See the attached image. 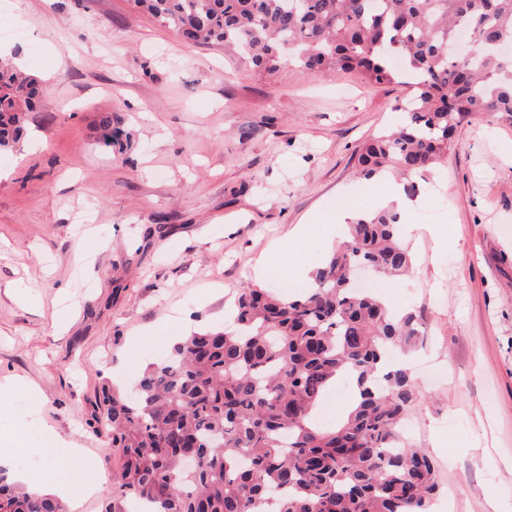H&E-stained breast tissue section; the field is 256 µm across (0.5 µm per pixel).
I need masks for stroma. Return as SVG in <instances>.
<instances>
[{
  "mask_svg": "<svg viewBox=\"0 0 512 512\" xmlns=\"http://www.w3.org/2000/svg\"><path fill=\"white\" fill-rule=\"evenodd\" d=\"M0 47L48 82L25 115L33 139L0 154V448L21 428L35 448L86 449L94 469L75 465L70 483L106 479L82 510L102 512L121 460L91 425L100 383L134 391L242 289L309 287L338 242L328 211L383 208L388 179L359 175L357 156L402 123L413 89L261 74L131 0H0ZM104 112L125 118L123 154L96 143ZM417 185L410 223L450 245L407 235L415 266L379 293L416 316L414 440L437 465L434 509L512 512V120L469 116ZM429 360L446 376L426 377Z\"/></svg>",
  "mask_w": 512,
  "mask_h": 512,
  "instance_id": "35a3bbf8",
  "label": "stroma"
}]
</instances>
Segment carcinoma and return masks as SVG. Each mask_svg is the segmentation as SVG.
<instances>
[{
    "label": "carcinoma",
    "instance_id": "obj_1",
    "mask_svg": "<svg viewBox=\"0 0 512 512\" xmlns=\"http://www.w3.org/2000/svg\"><path fill=\"white\" fill-rule=\"evenodd\" d=\"M193 44L231 47L260 72L356 69L377 83L412 80L406 123L373 140L361 173L431 171L471 115L512 117V0H133ZM473 36L468 61L448 45ZM45 92L0 57V152L15 149L23 113ZM105 112L98 144L130 141ZM399 276L412 266L398 213L347 226L344 240L299 295L249 288L231 308L235 329L193 331L152 363L127 399L109 382L95 395L97 433L122 465L102 512H429L439 487L432 458L400 435L417 400L393 349L417 341L413 316L353 287L352 269ZM340 377L356 396L346 417L318 420ZM196 465L182 467L187 456ZM278 491L275 503L270 492ZM0 512H64L0 471Z\"/></svg>",
    "mask_w": 512,
    "mask_h": 512
}]
</instances>
